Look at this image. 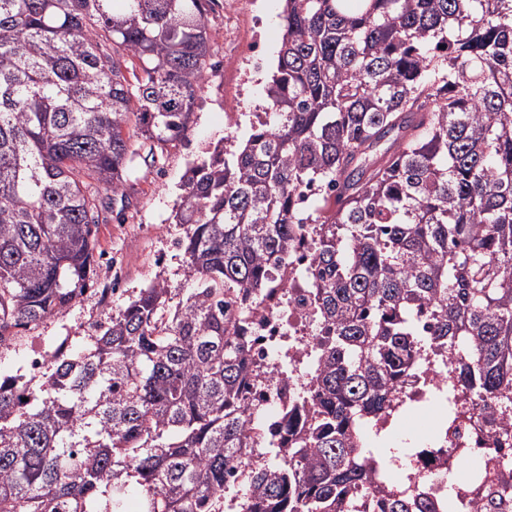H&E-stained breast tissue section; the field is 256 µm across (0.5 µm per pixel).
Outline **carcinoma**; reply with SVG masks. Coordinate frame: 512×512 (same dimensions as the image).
Here are the masks:
<instances>
[{"instance_id": "carcinoma-1", "label": "carcinoma", "mask_w": 512, "mask_h": 512, "mask_svg": "<svg viewBox=\"0 0 512 512\" xmlns=\"http://www.w3.org/2000/svg\"><path fill=\"white\" fill-rule=\"evenodd\" d=\"M214 0H0V348L84 301L100 190L186 137ZM269 119L188 164L187 288L154 281L34 389L0 374V512H436L374 484L428 350L512 426V0H284ZM112 42V52L101 49ZM310 238L318 332L287 420L251 410L246 310ZM512 489L474 461L448 497Z\"/></svg>"}]
</instances>
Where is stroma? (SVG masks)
Instances as JSON below:
<instances>
[{"mask_svg":"<svg viewBox=\"0 0 512 512\" xmlns=\"http://www.w3.org/2000/svg\"><path fill=\"white\" fill-rule=\"evenodd\" d=\"M282 10V0H253L228 19L223 0H216L207 15L214 68L198 96L186 138L167 145L159 163L129 186L126 210L106 209L99 214V250L104 265L99 269L97 287L109 291V298L88 297L36 329L23 332L16 348L0 349L1 371L25 374L31 359L53 350L62 340L82 344L92 324L108 320L129 297L153 281L163 279L169 287H184L183 252L177 246L184 228L170 221L180 201L183 174L189 162L209 158L217 148L235 151L248 137L253 113L266 104V79L281 45ZM228 28L242 42L253 32H262L261 66H254L247 53L225 52L224 31ZM229 110L239 115L237 127L231 129L224 124Z\"/></svg>","mask_w":512,"mask_h":512,"instance_id":"obj_1","label":"stroma"}]
</instances>
